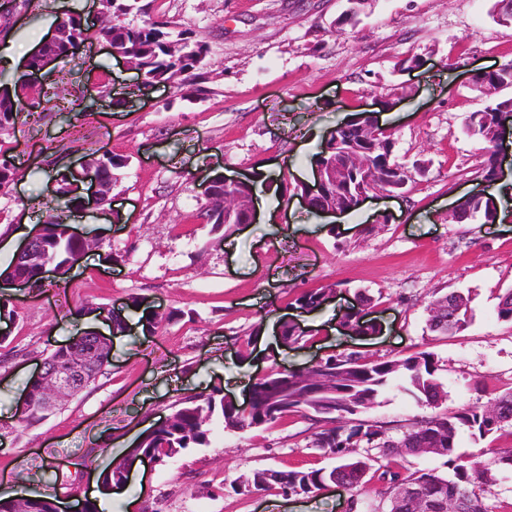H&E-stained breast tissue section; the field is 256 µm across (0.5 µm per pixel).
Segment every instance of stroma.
Returning a JSON list of instances; mask_svg holds the SVG:
<instances>
[{
  "instance_id": "1",
  "label": "stroma",
  "mask_w": 512,
  "mask_h": 512,
  "mask_svg": "<svg viewBox=\"0 0 512 512\" xmlns=\"http://www.w3.org/2000/svg\"><path fill=\"white\" fill-rule=\"evenodd\" d=\"M348 0H153L149 15L174 22L208 47L196 91L147 82L97 37L99 0H17L7 34L25 51L74 17L90 37L47 64L25 91L28 105L0 130V152L17 175L0 188V270L15 260L9 238L39 228L75 177L108 152L116 170L109 214L75 210L72 226L94 248L38 290L0 288L15 314L0 330V498L14 484L29 494L84 499L96 471L109 469L144 430L164 422L184 396L218 387L242 398L262 371H300L354 353L394 360L427 351L441 366L438 405L416 401L394 380L368 420L396 437L422 417L487 405L512 387V324L499 319L512 288V216L458 224L451 208L485 189L480 142L465 131L487 101L465 82L475 71L512 64V26L495 23L491 0H366L349 23ZM419 67L401 69L409 57ZM52 92L74 112L47 103ZM363 112L394 135L393 161L425 175L402 196L372 198L339 216L300 199L329 133ZM221 173L270 196L254 223L215 228L203 182ZM335 296L299 308L306 290ZM471 299L462 333L427 327L442 295ZM371 298L379 330L352 335L338 322ZM129 328L116 336L103 311L131 300ZM163 313L155 334L141 313ZM296 322L299 343L279 323ZM88 330L109 337L112 361L94 384L33 425L18 424V401L39 363ZM307 419L289 416L247 432L212 423L205 446L147 468L141 512H345L349 493L276 492L217 497L213 488L257 468H321ZM512 449V426L476 439L461 433L457 455L489 463Z\"/></svg>"
}]
</instances>
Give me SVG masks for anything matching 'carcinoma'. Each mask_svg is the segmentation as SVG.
Listing matches in <instances>:
<instances>
[{"label":"carcinoma","instance_id":"1","mask_svg":"<svg viewBox=\"0 0 512 512\" xmlns=\"http://www.w3.org/2000/svg\"><path fill=\"white\" fill-rule=\"evenodd\" d=\"M108 13L102 34L112 52L130 54L139 62V70L151 81L168 83L181 92L196 85L197 78L207 65L208 48L205 42L194 39L186 32L170 40L172 32L166 22L136 25L129 16L146 13L143 0H101ZM490 16L498 23L512 25V0H493ZM512 108V96L494 95L484 109L472 113L466 123V133L486 145L488 152L481 162L483 177L494 180L497 158L491 151L507 110ZM17 111L13 103L0 100V130L15 124ZM395 146L392 133L375 127L368 143H347L343 149L365 151L371 167L377 173H396L401 167L391 162ZM121 162L112 157L95 160L91 172L102 185L112 186V170ZM316 166L323 167V193L311 205L318 212L326 206L342 201V196L352 194L360 180L349 176L345 166L336 165L334 154L318 153ZM213 198L206 210L208 223L222 227L235 224L240 216L252 207L253 186L244 182L237 186L224 185V177L213 179ZM67 215L61 211L44 225L43 234L30 261L12 266L14 274L24 279L30 288H42L41 268L54 266L66 272L76 263L86 249L85 242L68 233ZM498 220V207L493 197L472 198L457 223L478 221L494 224ZM324 288L302 292L296 302L302 308H317L326 300ZM441 315L427 320L431 332L441 336L464 331L471 319L469 298L461 294L440 296L433 301ZM125 307L106 310L112 323V334L125 332L127 318ZM345 325L359 333H373L376 326L363 320L361 311L351 310L344 316ZM440 367L430 352H419L402 359L366 361L353 354L331 356L313 370L312 375L302 373L270 372L267 378L254 385V402L251 410L241 411L224 400V394L187 396L174 406L167 425L139 436L136 446L106 471L105 483L121 485L128 480L127 463L131 456L146 453L157 463L163 464L188 448L206 443L207 426L219 422L225 428L245 432L263 424L290 415H298L314 428V448L331 456L335 465L311 470H281L279 474L287 484L269 481L254 486L257 491L276 490L281 494L308 495L326 485H343L351 491L347 512H362L357 498L358 488L365 484L366 476L377 474L379 489L367 512H410L406 503H398L400 488L405 484L415 486L421 495L434 499L433 512H448V501L459 502L461 512H487L483 495L493 482L491 471L479 462L463 461L455 456L456 440L460 432L484 439L507 424H512V389L494 397L488 405L468 407L445 415H434L414 421L411 427L396 440L385 436L382 427L365 424L359 417L376 404L379 393L395 377L406 383L405 390L417 401L435 404L441 399ZM32 404L21 413L20 422L30 425L44 419L48 412L30 384ZM442 430L448 433V448L442 456L447 458L449 476L443 477L423 470H411L401 463L403 449L422 443L430 434ZM336 433L339 443H327V435ZM365 446L367 455H356V449ZM379 450L378 456L370 451ZM0 512H60L59 501L54 498H11L0 500Z\"/></svg>","mask_w":512,"mask_h":512}]
</instances>
